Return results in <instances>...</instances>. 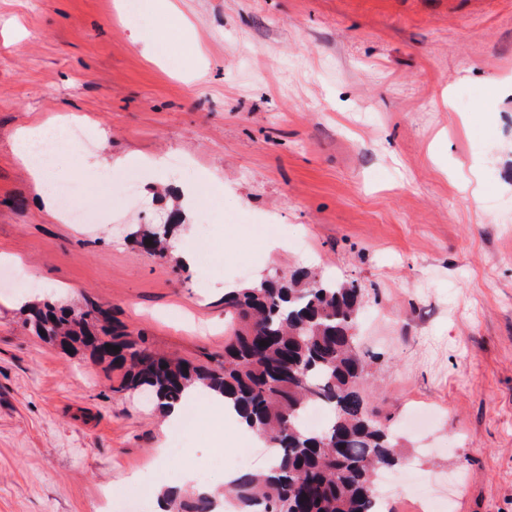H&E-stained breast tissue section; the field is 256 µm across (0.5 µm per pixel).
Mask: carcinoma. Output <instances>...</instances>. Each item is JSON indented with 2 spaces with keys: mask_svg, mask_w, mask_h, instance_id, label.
<instances>
[{
  "mask_svg": "<svg viewBox=\"0 0 512 512\" xmlns=\"http://www.w3.org/2000/svg\"><path fill=\"white\" fill-rule=\"evenodd\" d=\"M178 222L179 214L171 213L135 233L138 245L148 239L153 252L164 255ZM359 306L355 285L318 279L305 268L288 279L231 289L224 293V312L232 333L224 355L210 365L151 350L95 302L82 308L30 304L24 324L53 345L86 348L100 362L98 342L112 340L120 347L108 361L118 372L116 390L152 394L162 414L185 404L198 386L222 395L277 451L269 472L245 471L228 485L239 512H381L370 485L379 471L399 464V441L377 420L363 390L368 365L353 333ZM312 404L330 414L317 433L303 424ZM159 506L162 512H216L217 500L164 491Z\"/></svg>",
  "mask_w": 512,
  "mask_h": 512,
  "instance_id": "carcinoma-1",
  "label": "carcinoma"
}]
</instances>
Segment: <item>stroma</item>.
<instances>
[{"instance_id": "1", "label": "stroma", "mask_w": 512, "mask_h": 512, "mask_svg": "<svg viewBox=\"0 0 512 512\" xmlns=\"http://www.w3.org/2000/svg\"><path fill=\"white\" fill-rule=\"evenodd\" d=\"M200 52L145 51L164 25L126 0H0V512H100L107 487L157 491L268 451L205 399L181 455L107 364L32 335L28 301L99 302L132 339L222 355L224 290L298 266L360 288L356 334L378 419L435 512H512V0H174ZM86 126L44 208L17 132ZM111 160L112 196L84 158ZM198 189L183 201L184 183ZM188 211L167 258L134 233ZM207 238L210 251L197 248ZM284 248H272L274 240ZM192 255L185 263L184 255Z\"/></svg>"}]
</instances>
